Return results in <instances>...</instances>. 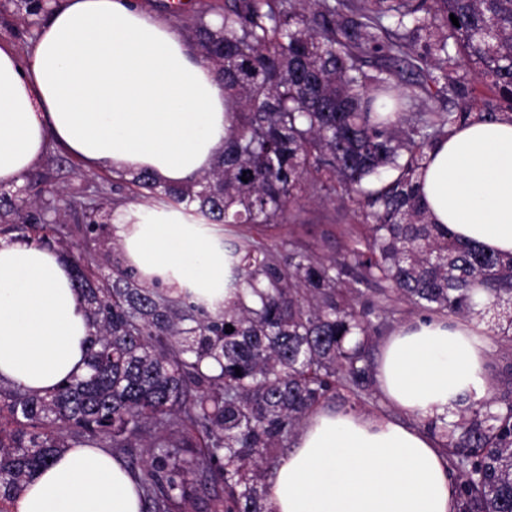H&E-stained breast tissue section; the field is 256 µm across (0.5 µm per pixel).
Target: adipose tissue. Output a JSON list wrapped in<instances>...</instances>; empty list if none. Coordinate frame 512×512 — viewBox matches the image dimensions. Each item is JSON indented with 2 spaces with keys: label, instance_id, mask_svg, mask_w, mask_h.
<instances>
[{
  "label": "adipose tissue",
  "instance_id": "adipose-tissue-1",
  "mask_svg": "<svg viewBox=\"0 0 512 512\" xmlns=\"http://www.w3.org/2000/svg\"><path fill=\"white\" fill-rule=\"evenodd\" d=\"M230 117L224 86L170 22L138 0H64L27 56L0 41V184L22 183L49 142L87 171L149 170L180 184L209 169ZM421 195L461 242L512 254V122L453 127L429 153ZM140 281L229 296L220 229L182 210L130 205L111 226ZM484 324L445 316L400 325L376 382L408 426L383 415L315 408L265 489L273 512H458L446 451L429 422L462 397L489 394ZM93 334L58 251L0 239V380L35 392L83 374ZM12 512H140L136 483L99 447L71 448L24 485Z\"/></svg>",
  "mask_w": 512,
  "mask_h": 512
}]
</instances>
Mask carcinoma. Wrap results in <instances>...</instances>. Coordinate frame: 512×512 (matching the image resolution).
Instances as JSON below:
<instances>
[{
	"label": "carcinoma",
	"instance_id": "carcinoma-1",
	"mask_svg": "<svg viewBox=\"0 0 512 512\" xmlns=\"http://www.w3.org/2000/svg\"><path fill=\"white\" fill-rule=\"evenodd\" d=\"M218 17L199 12L188 30L224 83V152L182 185L134 173V197L226 232L293 222L306 197L347 198L358 225L333 255L224 240L234 298L210 311L187 290L141 282L99 241V218L120 205L106 187L65 195L55 224L46 175L23 201L0 194V234L40 227L38 240L68 257L95 329L85 374L42 395L0 385V512L57 454L85 445L127 456L141 512H174L191 475L224 485L200 512H269L264 461L317 405L369 394L368 343L393 301L486 323L512 378V255L459 242L419 194L448 129L512 119V0H224ZM460 59L510 115L443 110L468 95ZM69 219L94 242L77 256ZM363 287L376 295L367 305ZM428 428L444 439L458 512H512V390Z\"/></svg>",
	"mask_w": 512,
	"mask_h": 512
}]
</instances>
